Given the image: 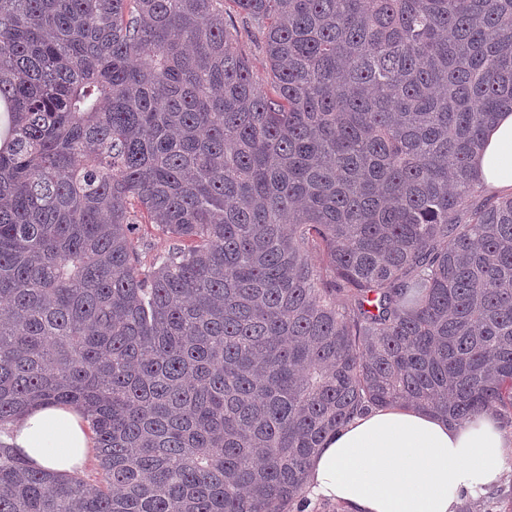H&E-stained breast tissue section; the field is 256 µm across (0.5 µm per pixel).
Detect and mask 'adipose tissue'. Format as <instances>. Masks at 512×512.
<instances>
[{"mask_svg": "<svg viewBox=\"0 0 512 512\" xmlns=\"http://www.w3.org/2000/svg\"><path fill=\"white\" fill-rule=\"evenodd\" d=\"M488 194L512 195V113H501L471 160ZM8 441L31 466L66 474L92 446L77 411L36 405L18 416ZM512 457V432L486 411L451 422L423 409L372 408L336 429L311 459L314 497L345 512H456L460 495H483L499 483Z\"/></svg>", "mask_w": 512, "mask_h": 512, "instance_id": "obj_1", "label": "adipose tissue"}]
</instances>
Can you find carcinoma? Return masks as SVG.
Listing matches in <instances>:
<instances>
[{
	"label": "carcinoma",
	"instance_id": "cac0c4a2",
	"mask_svg": "<svg viewBox=\"0 0 512 512\" xmlns=\"http://www.w3.org/2000/svg\"><path fill=\"white\" fill-rule=\"evenodd\" d=\"M0 0V512H288L394 404L512 427V0ZM173 241L148 269L141 225ZM225 18L227 20L231 19L234 24L237 26V28L241 31V36H239L240 46L241 48L250 56L253 65H254V71L260 76L265 77L266 76V67L264 62V56L259 51L258 46L250 38V35L247 36V33L244 31L242 19L233 11L229 14H225ZM477 180L488 195H512V113L503 112L484 135L481 149L471 160ZM7 440L31 466L66 474L80 466L81 475L98 477L88 423L77 411L54 405H35L9 427Z\"/></svg>",
	"mask_w": 512,
	"mask_h": 512
}]
</instances>
